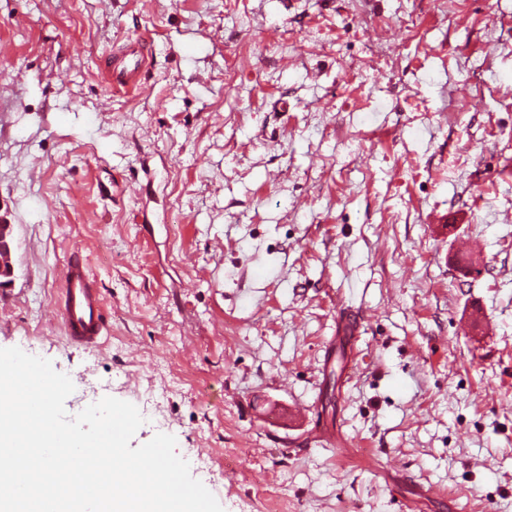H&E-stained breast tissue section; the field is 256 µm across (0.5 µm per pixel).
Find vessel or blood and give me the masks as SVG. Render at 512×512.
Instances as JSON below:
<instances>
[{
  "label": "vessel or blood",
  "mask_w": 512,
  "mask_h": 512,
  "mask_svg": "<svg viewBox=\"0 0 512 512\" xmlns=\"http://www.w3.org/2000/svg\"><path fill=\"white\" fill-rule=\"evenodd\" d=\"M150 60L133 44L122 46L103 57L101 77L115 94L140 90L141 76ZM59 313L68 340L75 345H98L106 328L100 292L87 272L80 250H73L59 301Z\"/></svg>",
  "instance_id": "b4317fda"
}]
</instances>
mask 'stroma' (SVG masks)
<instances>
[{
	"label": "stroma",
	"mask_w": 512,
	"mask_h": 512,
	"mask_svg": "<svg viewBox=\"0 0 512 512\" xmlns=\"http://www.w3.org/2000/svg\"><path fill=\"white\" fill-rule=\"evenodd\" d=\"M0 217V348L68 415L134 404L224 512H512V0H0ZM150 60L144 50L135 45L122 46L117 51L102 58L101 77L112 94H130L138 91L142 85V73L148 68ZM11 224H0V288L9 285L14 275L11 247ZM59 313L67 338L72 344L83 347L99 344L106 328L103 303L78 248L73 250L68 264Z\"/></svg>",
	"instance_id": "stroma-1"
}]
</instances>
